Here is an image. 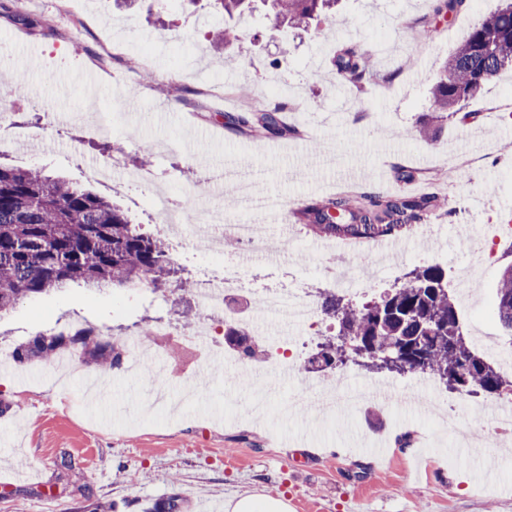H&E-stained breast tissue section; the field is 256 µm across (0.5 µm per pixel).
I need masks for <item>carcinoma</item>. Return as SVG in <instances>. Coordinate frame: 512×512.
Segmentation results:
<instances>
[{
    "instance_id": "obj_1",
    "label": "carcinoma",
    "mask_w": 512,
    "mask_h": 512,
    "mask_svg": "<svg viewBox=\"0 0 512 512\" xmlns=\"http://www.w3.org/2000/svg\"><path fill=\"white\" fill-rule=\"evenodd\" d=\"M224 15L242 16L256 0H215ZM273 16L274 27L307 24L328 15L336 0H261ZM468 0H435L437 16L465 10ZM333 64L339 75L363 85L374 76V64L356 45L336 50ZM512 70V2L485 17L440 65L432 88L436 107L454 112L477 99L504 70ZM281 108L241 117L245 125L265 135L288 132L277 112ZM430 199L389 198L369 194L361 201L340 197L329 206L312 203L299 211L300 219L319 234L362 243L380 236L408 233L421 220ZM136 281L157 289L193 284L178 277L165 243L141 232L126 212L90 190L51 178L32 169L0 166V315L22 299L72 283L89 288H122ZM496 313L512 333V270H503L496 289ZM324 314L336 318L339 336L361 338L375 357L401 352L410 363L404 372H424L444 382L451 392L498 394L506 385L464 334L458 307L448 290V277L438 266H417L398 286L362 307L336 294L322 301ZM224 343L251 360L261 347L240 329L224 330ZM76 352L94 366H121L124 350L93 327L73 334L35 336L11 354L19 364ZM338 341L329 338L305 361L304 369L329 370L338 360ZM176 493L153 503L149 512H182Z\"/></svg>"
}]
</instances>
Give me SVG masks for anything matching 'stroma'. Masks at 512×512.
<instances>
[{"label": "stroma", "instance_id": "obj_1", "mask_svg": "<svg viewBox=\"0 0 512 512\" xmlns=\"http://www.w3.org/2000/svg\"><path fill=\"white\" fill-rule=\"evenodd\" d=\"M81 4L86 26L79 30L59 17L53 0H0V113L41 127L31 145L0 141V163L94 188L93 166L135 172L150 157L156 184L132 182L111 197L162 236L184 277L222 274L240 258L237 247L200 254L186 233L161 232L153 221L160 190L222 207L226 222L245 220L236 198L211 180L214 155L248 163L258 174L254 193L288 202L371 191L459 200V207L424 212V223L441 225L443 237H404L395 264L379 270L382 278L432 265L437 253L455 274L473 260L447 241L459 226L512 224V153L503 149L512 142V86H488L466 105V120L436 117L431 98L440 64L502 0H470L451 18L434 16L432 0H341L335 15L307 30H272L258 10L232 22L253 48L239 59L211 42L225 24L212 0H140L130 9L114 0ZM16 10L34 21L32 31L14 22ZM345 43L372 56L377 79L356 86L336 73L333 51ZM103 46L118 55V77L89 60ZM129 56L137 66H126ZM16 75L26 81L24 94L10 91ZM282 101L287 135L260 142L236 122L244 107L270 110ZM87 108L105 124L97 138L59 126L58 112ZM423 123L431 140L416 131ZM255 220L291 243L274 262L279 275L243 268L252 288L285 283L318 291L325 259L368 252L348 243L326 248L303 224H282L273 214ZM510 264L512 252L503 250L482 269L480 302L461 315L512 351V333L495 313ZM187 316L197 324L204 318L189 291L141 285L99 293L75 285L21 300L0 316V340L13 347L52 328L85 325L117 342L145 326L154 334L182 328ZM253 366L243 359L229 373L171 345L142 368L129 352L108 371L110 394L94 408L81 399L88 365H74L63 389L54 359L10 364L0 371L7 406L0 412V512H83L96 501L141 512L173 492L184 512H225L244 495L282 498L289 512H512V439L494 444L485 436L489 394L461 408L486 466L478 480L456 437L438 428L430 397L411 410L367 403L317 423L308 410L284 407L301 390V374L279 381L277 361L266 358L277 382L260 388L248 382Z\"/></svg>", "mask_w": 512, "mask_h": 512}]
</instances>
